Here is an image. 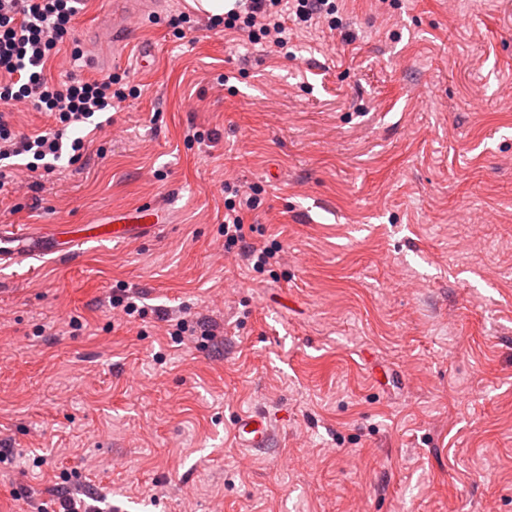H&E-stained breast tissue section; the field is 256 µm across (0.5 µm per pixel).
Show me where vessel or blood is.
<instances>
[{
  "label": "vessel or blood",
  "mask_w": 512,
  "mask_h": 512,
  "mask_svg": "<svg viewBox=\"0 0 512 512\" xmlns=\"http://www.w3.org/2000/svg\"><path fill=\"white\" fill-rule=\"evenodd\" d=\"M164 208L160 203L148 202L135 208L113 209L109 220L71 229L69 239H57L51 248L30 244L28 252L38 255L50 250L57 258L69 257L74 246L91 241L125 242L138 235L152 232L162 222ZM235 435L240 446L260 450L266 448L269 428L263 415L249 413L238 418Z\"/></svg>",
  "instance_id": "obj_1"
}]
</instances>
